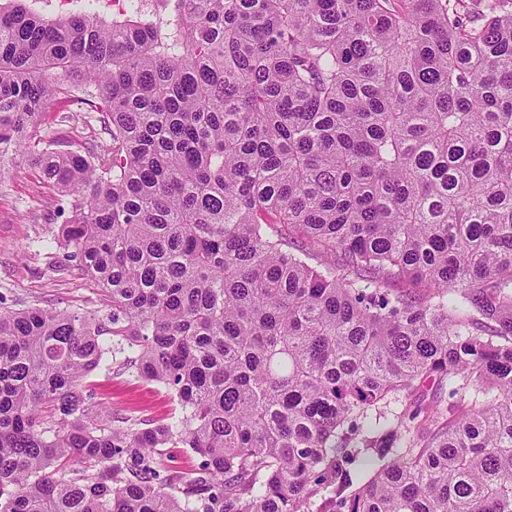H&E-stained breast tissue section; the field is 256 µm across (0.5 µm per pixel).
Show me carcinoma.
I'll return each mask as SVG.
<instances>
[{"instance_id": "cac0c4a2", "label": "carcinoma", "mask_w": 512, "mask_h": 512, "mask_svg": "<svg viewBox=\"0 0 512 512\" xmlns=\"http://www.w3.org/2000/svg\"><path fill=\"white\" fill-rule=\"evenodd\" d=\"M146 2L0 4V185L100 297H0V512H512V0ZM102 384L101 401L112 408H128L143 418H160L176 406L164 388L154 383H144L127 376H117L106 381L103 376L95 378Z\"/></svg>"}]
</instances>
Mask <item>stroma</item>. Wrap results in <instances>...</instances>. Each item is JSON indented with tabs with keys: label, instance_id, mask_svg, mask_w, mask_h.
Returning <instances> with one entry per match:
<instances>
[{
	"label": "stroma",
	"instance_id": "35a3bbf8",
	"mask_svg": "<svg viewBox=\"0 0 512 512\" xmlns=\"http://www.w3.org/2000/svg\"><path fill=\"white\" fill-rule=\"evenodd\" d=\"M59 193L28 168L13 169L0 190V295L7 301L44 308L79 307L97 301L85 277L55 271L56 263L42 240L58 229L53 219ZM101 400L143 418H160L174 403L164 388L117 376L103 382Z\"/></svg>",
	"mask_w": 512,
	"mask_h": 512
}]
</instances>
